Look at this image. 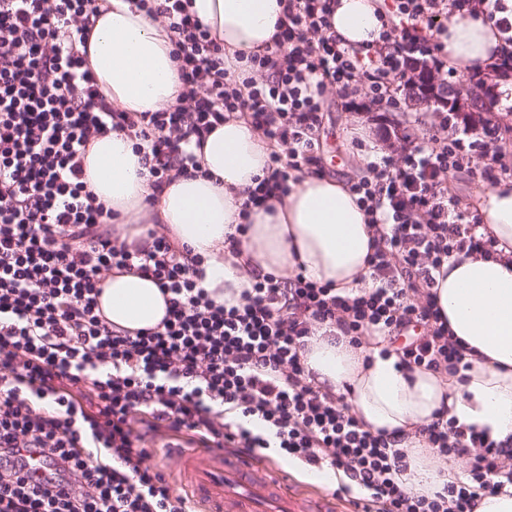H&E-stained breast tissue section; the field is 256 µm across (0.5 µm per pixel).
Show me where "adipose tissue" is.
<instances>
[{"label":"adipose tissue","instance_id":"ef3b65f1","mask_svg":"<svg viewBox=\"0 0 512 512\" xmlns=\"http://www.w3.org/2000/svg\"><path fill=\"white\" fill-rule=\"evenodd\" d=\"M192 10L224 46V62L272 45L278 0H191ZM383 0H337L331 24L345 45L378 49ZM435 40L458 75L493 62L501 34L481 13L451 16ZM169 32L129 0H99L87 42L88 65L101 93L125 112H154L175 104L184 86L172 57ZM269 148L244 119L231 117L205 139L199 167L165 187L154 205L140 155L127 136L114 132L94 139L85 156L86 182L99 201L117 214L126 241L167 234L201 257L203 288L219 302L234 303L256 274L332 283L338 294L369 291L367 259L375 229L342 181L303 174L286 198L270 209L240 211L248 190L267 178ZM476 235L494 238L490 255L453 253L436 275L433 292L451 338L466 347V369L450 377L423 368L407 369L379 347H354L318 329L306 365L322 389L343 396L375 434L407 449L400 479L408 492L431 494L462 475L426 448L419 431L437 410L447 408L458 424L512 443V179L481 195ZM247 222L239 255L228 237ZM99 306L112 325L135 332L156 327L166 315L165 297L149 274L112 270L103 275Z\"/></svg>","mask_w":512,"mask_h":512}]
</instances>
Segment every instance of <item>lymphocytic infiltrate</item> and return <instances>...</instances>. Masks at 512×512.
Listing matches in <instances>:
<instances>
[{
    "mask_svg": "<svg viewBox=\"0 0 512 512\" xmlns=\"http://www.w3.org/2000/svg\"><path fill=\"white\" fill-rule=\"evenodd\" d=\"M95 2L0 0V512H196L151 462L145 433L163 429L208 448H278L343 471L363 491L365 512H473L512 484L499 445L443 409L420 433L439 454L468 457L467 474L431 495L407 492L403 449L321 391L306 365L317 327L359 346L377 334L394 342L413 326L419 336L395 350L401 362L458 373L465 349L449 337L431 289L453 253L492 246L448 195L462 168L487 182L512 173L490 120L462 125L446 113L441 128L459 124L462 135L406 141L399 157L369 163L349 184L376 230L373 289L362 296L270 274L255 276L238 302H216L200 285L199 259H185L166 236L148 246L114 237L84 168L93 139L121 132L162 192L196 166L206 134L237 113L271 147L270 174L244 208L284 198L293 172H324L328 86L353 100L365 85L372 103L397 104L412 63L440 64L432 30L452 14L496 13L499 0H390L386 48L366 53L333 31L336 0H279L273 44L250 55L240 80L188 0H133L172 33L185 86L155 112L121 111L99 92L81 51ZM476 148L493 151L484 167L467 165ZM112 269L150 273L168 305L157 327L132 334L103 318L98 284ZM32 450L48 466L39 483L25 469Z\"/></svg>",
    "mask_w": 512,
    "mask_h": 512,
    "instance_id": "lymphocytic-infiltrate-1",
    "label": "lymphocytic infiltrate"
}]
</instances>
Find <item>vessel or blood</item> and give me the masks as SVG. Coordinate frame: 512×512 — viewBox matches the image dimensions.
<instances>
[{
  "mask_svg": "<svg viewBox=\"0 0 512 512\" xmlns=\"http://www.w3.org/2000/svg\"><path fill=\"white\" fill-rule=\"evenodd\" d=\"M172 453L181 462L199 512H335L329 499L282 493L277 484L284 471L253 457L229 461L220 449L202 457L182 447Z\"/></svg>",
  "mask_w": 512,
  "mask_h": 512,
  "instance_id": "obj_1",
  "label": "vessel or blood"
}]
</instances>
